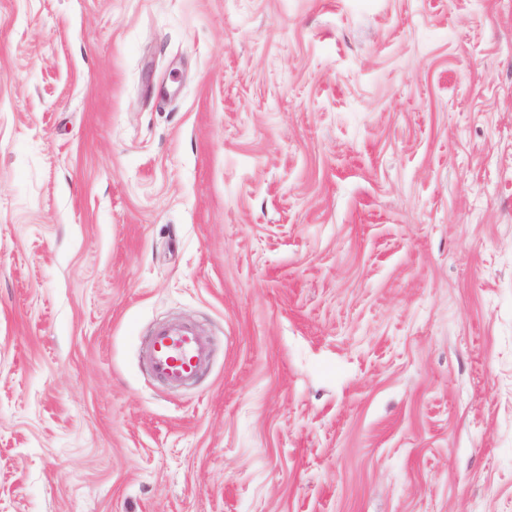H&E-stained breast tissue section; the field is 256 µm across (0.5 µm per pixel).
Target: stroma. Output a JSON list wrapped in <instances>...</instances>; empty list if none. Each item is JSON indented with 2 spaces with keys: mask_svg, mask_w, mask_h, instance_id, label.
Segmentation results:
<instances>
[{
  "mask_svg": "<svg viewBox=\"0 0 512 512\" xmlns=\"http://www.w3.org/2000/svg\"><path fill=\"white\" fill-rule=\"evenodd\" d=\"M0 512H512V0H0ZM209 357L208 343L187 323L164 322L153 329L143 359L161 382L183 385L198 376Z\"/></svg>",
  "mask_w": 512,
  "mask_h": 512,
  "instance_id": "1",
  "label": "stroma"
}]
</instances>
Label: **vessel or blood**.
Returning <instances> with one entry per match:
<instances>
[{
	"label": "vessel or blood",
	"mask_w": 512,
	"mask_h": 512,
	"mask_svg": "<svg viewBox=\"0 0 512 512\" xmlns=\"http://www.w3.org/2000/svg\"><path fill=\"white\" fill-rule=\"evenodd\" d=\"M208 357L207 342L192 325L180 322L155 326L143 350V358L153 375L176 386L196 378Z\"/></svg>",
	"instance_id": "obj_1"
}]
</instances>
